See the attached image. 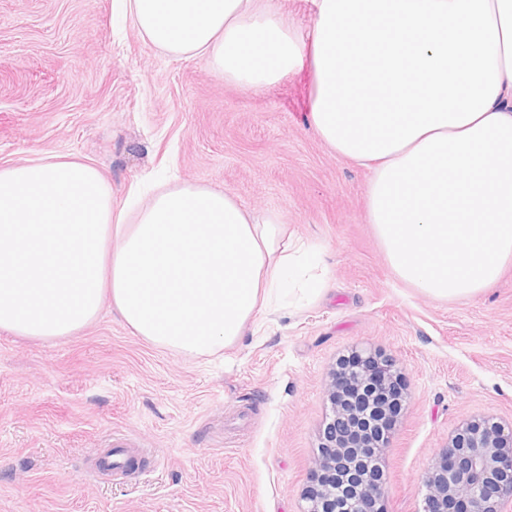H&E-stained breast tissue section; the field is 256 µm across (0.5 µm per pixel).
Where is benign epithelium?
<instances>
[{
    "label": "benign epithelium",
    "instance_id": "benign-epithelium-1",
    "mask_svg": "<svg viewBox=\"0 0 512 512\" xmlns=\"http://www.w3.org/2000/svg\"><path fill=\"white\" fill-rule=\"evenodd\" d=\"M393 359L356 351L333 373L319 454L303 512H337L336 485L356 498L357 512H384L383 483H360L366 462L389 448V430L405 402ZM423 512H512V428L491 418L471 421L448 442L424 478Z\"/></svg>",
    "mask_w": 512,
    "mask_h": 512
}]
</instances>
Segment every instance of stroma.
Segmentation results:
<instances>
[{
  "label": "stroma",
  "instance_id": "obj_1",
  "mask_svg": "<svg viewBox=\"0 0 512 512\" xmlns=\"http://www.w3.org/2000/svg\"><path fill=\"white\" fill-rule=\"evenodd\" d=\"M123 12V0H0V166L94 164L118 209L158 171L229 190L319 247L324 294L203 357L148 344L108 306L58 340L0 330V512H302L329 376L356 350L404 376L384 507L421 512L425 474L461 425L512 424V265L462 302L400 280L368 222L369 171L307 122L308 71L244 88L203 58L166 57ZM118 439L148 462L97 476L94 455Z\"/></svg>",
  "mask_w": 512,
  "mask_h": 512
}]
</instances>
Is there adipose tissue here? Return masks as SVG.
Returning <instances> with one entry per match:
<instances>
[{
    "label": "adipose tissue",
    "instance_id": "adipose-tissue-1",
    "mask_svg": "<svg viewBox=\"0 0 512 512\" xmlns=\"http://www.w3.org/2000/svg\"><path fill=\"white\" fill-rule=\"evenodd\" d=\"M127 0L173 58L253 90L312 76L308 122L367 168L369 222L399 279L439 302L481 294L512 264V0ZM306 242L229 192L160 180L135 215L88 163L0 167V329L53 340L111 303L154 346L211 355L284 298L320 294ZM309 2L310 0H278L286 21L301 28H306L312 23L313 11Z\"/></svg>",
    "mask_w": 512,
    "mask_h": 512
}]
</instances>
